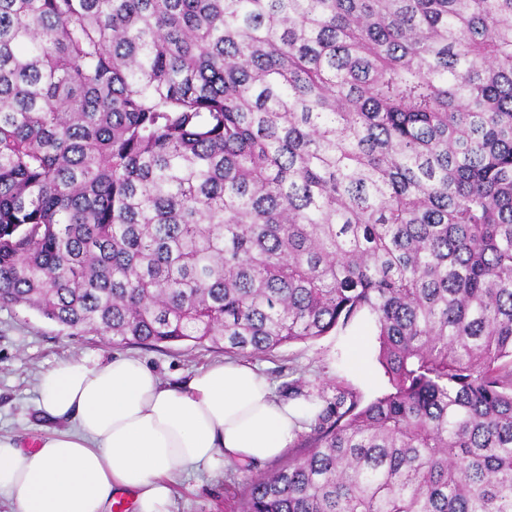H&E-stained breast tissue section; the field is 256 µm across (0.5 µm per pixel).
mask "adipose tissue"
I'll return each mask as SVG.
<instances>
[{
    "label": "adipose tissue",
    "instance_id": "obj_1",
    "mask_svg": "<svg viewBox=\"0 0 512 512\" xmlns=\"http://www.w3.org/2000/svg\"><path fill=\"white\" fill-rule=\"evenodd\" d=\"M38 404L67 430L25 450L0 437V497L12 512H171L174 480L227 461L261 463L294 439L311 406L277 399L255 366L225 360L178 387L141 359L65 361L45 371Z\"/></svg>",
    "mask_w": 512,
    "mask_h": 512
}]
</instances>
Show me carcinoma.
I'll return each mask as SVG.
<instances>
[{
  "mask_svg": "<svg viewBox=\"0 0 512 512\" xmlns=\"http://www.w3.org/2000/svg\"><path fill=\"white\" fill-rule=\"evenodd\" d=\"M234 354L374 326L237 512H512V0H0V307Z\"/></svg>",
  "mask_w": 512,
  "mask_h": 512,
  "instance_id": "1",
  "label": "carcinoma"
}]
</instances>
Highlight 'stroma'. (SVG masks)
Returning <instances> with one entry per match:
<instances>
[{
    "label": "stroma",
    "mask_w": 512,
    "mask_h": 512,
    "mask_svg": "<svg viewBox=\"0 0 512 512\" xmlns=\"http://www.w3.org/2000/svg\"><path fill=\"white\" fill-rule=\"evenodd\" d=\"M119 353L144 360L172 386L225 358L223 350L189 343L119 348L92 334L66 335L34 310L0 307V435L13 438L23 449H34L39 437L61 427L38 408L41 373L65 360ZM377 354L372 326L362 320L345 334L292 343L268 354L244 356L243 361L257 366L283 400L294 383L328 392L340 384L356 389L369 401L390 389ZM247 478L230 463L211 474L182 476L173 486L172 512H236Z\"/></svg>",
    "instance_id": "stroma-1"
}]
</instances>
